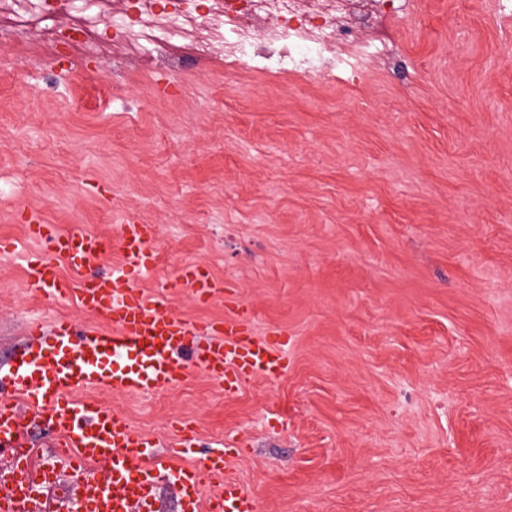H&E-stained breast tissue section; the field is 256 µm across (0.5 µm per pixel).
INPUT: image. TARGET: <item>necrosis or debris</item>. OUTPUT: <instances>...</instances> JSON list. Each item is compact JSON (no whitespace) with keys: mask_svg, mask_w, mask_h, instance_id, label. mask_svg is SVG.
I'll return each instance as SVG.
<instances>
[{"mask_svg":"<svg viewBox=\"0 0 512 512\" xmlns=\"http://www.w3.org/2000/svg\"><path fill=\"white\" fill-rule=\"evenodd\" d=\"M413 0H0V73L8 58L44 66L59 56L111 59L177 74L183 59L230 75L323 83L344 70L365 80L389 65L386 20Z\"/></svg>","mask_w":512,"mask_h":512,"instance_id":"4bbe7bcc","label":"necrosis or debris"}]
</instances>
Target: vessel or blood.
Masks as SVG:
<instances>
[{
  "mask_svg": "<svg viewBox=\"0 0 512 512\" xmlns=\"http://www.w3.org/2000/svg\"><path fill=\"white\" fill-rule=\"evenodd\" d=\"M27 229L48 247L27 264L30 287L74 302L100 325L89 333L64 317L46 327L34 324L25 347L8 369H0V452L14 458L0 512H19L41 483L24 448L35 422L48 426L65 457L106 466L107 476L91 472L77 478L88 512H156V489L163 481L177 488L185 512H261L257 494L230 475L223 449L195 465L174 462L171 455L151 453L149 438L123 413L80 399L77 392L109 387L116 393H156L195 370L237 389L256 377L279 378L287 357L253 336L241 315L200 323L169 309L171 291L204 302L223 295V281L202 267L181 266L164 290L141 288L153 244L146 225L121 223L109 240L91 232L63 234L37 220ZM113 245L123 256L121 265L105 276L87 275ZM65 264L71 269L67 277L61 273Z\"/></svg>",
  "mask_w": 512,
  "mask_h": 512,
  "instance_id": "1",
  "label": "vessel or blood"
}]
</instances>
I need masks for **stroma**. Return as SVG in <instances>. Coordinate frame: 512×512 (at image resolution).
<instances>
[{"label":"stroma","instance_id":"obj_1","mask_svg":"<svg viewBox=\"0 0 512 512\" xmlns=\"http://www.w3.org/2000/svg\"><path fill=\"white\" fill-rule=\"evenodd\" d=\"M397 67L362 84L231 79L187 68L98 96L111 61L0 77V367L30 321L96 318L26 286L43 253L22 215L109 238L150 225L154 290L184 263L223 280L256 336L285 347L274 383L228 394L93 390L182 462L221 443L263 512H512V11L417 0ZM37 97L17 106L29 88ZM197 437L180 446L177 421Z\"/></svg>","mask_w":512,"mask_h":512}]
</instances>
